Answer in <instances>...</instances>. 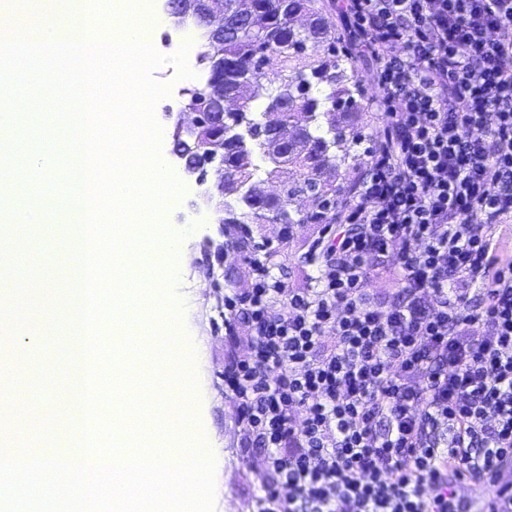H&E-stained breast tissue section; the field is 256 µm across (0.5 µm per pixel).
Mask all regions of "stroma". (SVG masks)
I'll list each match as a JSON object with an SVG mask.
<instances>
[{"label": "stroma", "mask_w": 512, "mask_h": 512, "mask_svg": "<svg viewBox=\"0 0 512 512\" xmlns=\"http://www.w3.org/2000/svg\"><path fill=\"white\" fill-rule=\"evenodd\" d=\"M172 32L170 19L150 31L149 39L167 61L155 67L151 78L169 86L168 96L160 99L155 109L164 121L160 154L172 175L182 185L178 204L168 216L169 230L180 233L181 262L169 288V298L181 312V334L184 353L192 359L196 375L192 389L197 410L195 434L202 443L216 448L212 512H254L255 498L261 495L265 478L250 471L245 463L249 454L241 441V432L233 403L224 392V366L239 353L236 338L224 330V299L249 288L253 273L251 265L236 250L228 247L217 226V217L200 200L201 190L218 194L215 173L200 175L188 170L184 159L173 151V132L180 118L179 109L188 89L205 87L204 68L197 58L187 61L191 77L178 78L169 58L175 53L166 37ZM365 96L361 101V126L365 135L364 154L372 147L377 132L385 123L384 113L376 109L379 97L372 65L358 53L348 59ZM69 225L65 211L51 209L36 230H24L10 242L15 255L12 276L28 279L32 288L29 304L39 303L46 294H55L68 286L69 271L56 265L54 248L64 238ZM321 227L317 224L293 225L289 235H281L276 224L266 225L264 233L271 247L279 253L273 274L290 286L303 288L315 265L313 257ZM55 330L37 344H27L23 333L0 340V358L25 359L33 368L28 389L32 396L30 409L41 416L40 426L12 417L25 448H38L54 454L64 446L69 432L67 419L59 414L56 403L68 383L69 339L64 314L54 317Z\"/></svg>", "instance_id": "obj_1"}]
</instances>
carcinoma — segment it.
I'll list each match as a JSON object with an SVG mask.
<instances>
[{"label":"carcinoma","mask_w":512,"mask_h":512,"mask_svg":"<svg viewBox=\"0 0 512 512\" xmlns=\"http://www.w3.org/2000/svg\"><path fill=\"white\" fill-rule=\"evenodd\" d=\"M216 7L232 20L218 46L224 56L220 90L224 101L237 102L224 112L221 141L225 233L247 257L273 265L277 252L266 250L265 225L329 224L336 218L350 172L357 169L350 147L365 139L359 126L363 91L344 66V49L316 0H220ZM220 90L195 91L188 104L210 112ZM213 144L212 130L204 128L181 152L194 168ZM258 150L269 162L267 176L282 185L268 200L258 199L249 185ZM303 196L311 209L299 205Z\"/></svg>","instance_id":"1"}]
</instances>
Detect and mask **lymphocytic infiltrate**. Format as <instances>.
Here are the masks:
<instances>
[{
  "label": "lymphocytic infiltrate",
  "mask_w": 512,
  "mask_h": 512,
  "mask_svg": "<svg viewBox=\"0 0 512 512\" xmlns=\"http://www.w3.org/2000/svg\"><path fill=\"white\" fill-rule=\"evenodd\" d=\"M340 14L387 122L313 287L256 263L225 299V393L257 512H465L460 485L512 483V0Z\"/></svg>",
  "instance_id": "obj_1"
}]
</instances>
